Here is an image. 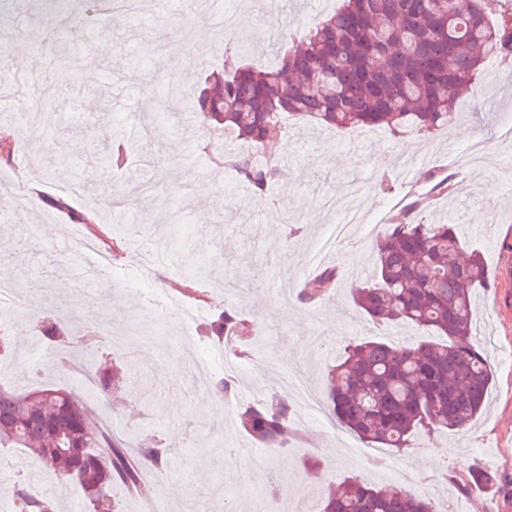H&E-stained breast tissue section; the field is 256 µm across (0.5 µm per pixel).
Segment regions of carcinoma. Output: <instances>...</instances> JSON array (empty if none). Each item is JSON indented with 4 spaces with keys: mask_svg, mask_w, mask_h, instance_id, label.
I'll list each match as a JSON object with an SVG mask.
<instances>
[{
    "mask_svg": "<svg viewBox=\"0 0 512 512\" xmlns=\"http://www.w3.org/2000/svg\"><path fill=\"white\" fill-rule=\"evenodd\" d=\"M64 18H77L85 0H49ZM280 51L272 70L227 64L224 76L206 75L190 88L205 125L247 144L245 153H224L221 163L265 198L282 171L267 148L288 121L316 120L327 128L372 126L393 134L430 133L455 120L457 101L471 90L484 63L512 54V6L505 0H344L307 34L277 29ZM138 146L122 136L99 158L122 169ZM416 202L392 215L374 246L369 280L357 286L356 305L381 326L403 322L445 336L416 345L355 340L328 371V412L360 440L397 450L417 433L462 430L480 413L492 381L482 349L472 339L474 290L491 285L477 250L465 252L455 224L413 220ZM202 270L184 269L182 291L196 299ZM336 266L321 269L301 299L316 302L336 288ZM41 334L87 359L90 343L75 345L54 317ZM207 334L249 338L258 323L226 310L206 325ZM118 371L99 369L93 380L105 398ZM293 408L274 393L241 412L246 433L276 452L299 438ZM38 454L59 476L75 479L96 509L114 485L147 493L146 476L159 472L171 454L159 442L131 448L104 432L87 402L73 388H43L25 395L0 386V445ZM14 512H59L56 501L14 491ZM321 512H435L432 502L396 485L347 479L324 498Z\"/></svg>",
    "mask_w": 512,
    "mask_h": 512,
    "instance_id": "cac0c4a2",
    "label": "carcinoma"
}]
</instances>
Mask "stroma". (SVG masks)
Masks as SVG:
<instances>
[{"label":"stroma","mask_w":512,"mask_h":512,"mask_svg":"<svg viewBox=\"0 0 512 512\" xmlns=\"http://www.w3.org/2000/svg\"><path fill=\"white\" fill-rule=\"evenodd\" d=\"M341 2L280 0L272 18L257 10L237 12L236 0H195L190 8L181 0L168 7L140 0L139 10L123 19L96 15L67 26L48 0H0V34L34 46L18 54L16 70L39 85L78 87L55 102L64 121L49 135L40 124L25 127L16 120L25 103L0 84V138L24 149L11 164L0 163V194L14 199L13 210L0 213V266L24 293L28 309L25 328L0 358V385L22 394L45 384L83 386L84 374L55 366L56 355L37 330L60 296L79 309L70 326L76 339L107 328L119 336L137 324L128 343L99 347L100 360L134 371V381L116 383L107 400L93 401L92 407L98 418L111 421L114 434H133L135 445L158 440L171 445L166 470L150 480L162 495L160 512H316L328 488L348 478L390 483V462L419 479L409 494L430 498L436 512L451 503L462 512H512V496L504 491L512 483V141L488 134L491 126L512 120V80L501 77L496 66L476 79L477 86L488 88L492 103L468 97L451 125L429 134L289 126L272 148L282 177L262 200L215 162L220 151H244L241 142L205 127L189 137L156 140L157 164L128 166L119 189L118 211L137 229L126 249L113 255L119 278L82 279L85 257L59 249L61 241L90 233L87 225L67 223L58 210L61 202L72 210L81 207L66 185L78 182L101 191L110 187L112 175L92 162L50 169L44 157L61 148L92 159L107 150L116 127L138 130L193 111L189 95L149 92L145 82L158 68L186 82L222 69L224 40L213 17L236 14L246 48L241 62L270 67L273 20L304 34ZM480 137L503 160L502 169L466 168V145ZM413 157L424 159V166L412 178H401L402 164ZM436 174L452 176L451 191H434ZM353 185L367 201L366 224L384 227L392 213L416 200L424 203L418 221L455 218L465 247L483 254L495 280L494 287L474 294L473 333L493 374L482 414L461 432L418 435L401 453L370 447L324 411L327 369L349 341L378 337L410 346L424 337L407 324H372L353 301V288L371 272L377 237L365 224H355L349 240L339 241L334 229L345 221V211L327 212L319 205L322 198L344 196ZM173 204L182 208L180 249L208 267L210 286L200 303L206 315L233 308L260 322L248 349L229 339L214 341L199 323L184 324L177 311L150 304V297L181 293L184 264L170 254L167 214ZM62 221L67 230L61 238L26 231ZM142 245L158 257L148 280L135 268V251ZM323 264L339 271L335 290L318 302L301 301L304 285ZM63 279L82 285L66 291L59 286ZM105 292L112 305L103 309L98 299ZM187 361L205 366L210 381L234 378L233 399L197 393L195 374L182 368ZM291 372L306 378L318 407H295L302 438L289 452L274 455L250 438L238 414L245 404L283 392ZM478 468L492 473L494 481L476 492L470 480ZM446 470L456 476L448 489L438 482ZM20 482L55 498L60 512H92L76 485L60 480L28 449L0 447V512H11Z\"/></svg>","instance_id":"1"}]
</instances>
